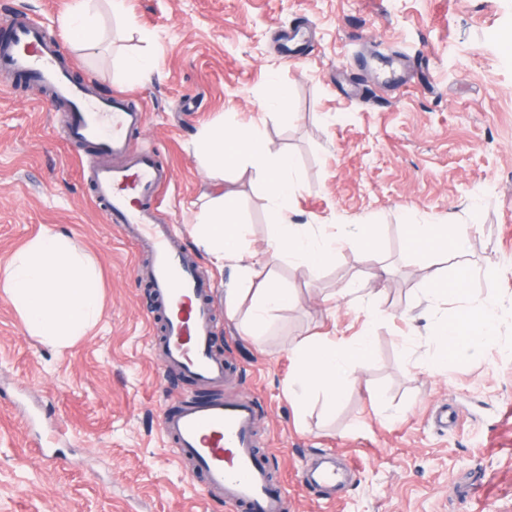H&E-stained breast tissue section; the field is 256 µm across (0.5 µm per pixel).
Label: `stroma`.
Segmentation results:
<instances>
[{
  "instance_id": "obj_1",
  "label": "stroma",
  "mask_w": 512,
  "mask_h": 512,
  "mask_svg": "<svg viewBox=\"0 0 512 512\" xmlns=\"http://www.w3.org/2000/svg\"><path fill=\"white\" fill-rule=\"evenodd\" d=\"M72 0H0V33L21 15L62 40L76 81L124 94L146 114L133 145L172 172L161 209L192 265L216 284L215 348L230 367L222 395L254 398L260 450L288 512H512V0H97L87 51L65 43ZM154 31L146 44L138 31ZM154 55L161 75L132 83L125 63ZM285 104L265 109L274 83ZM63 107L0 72V268L41 227L64 235L102 276L95 329L60 351L0 301V512H226L173 455L159 415L189 384L164 371L160 319L131 245L90 195L83 156L61 138ZM257 125L293 155L302 189L288 220L330 235L375 225L378 249L349 247L312 270L264 271L295 301L262 344L224 311L226 278L190 234L208 196L230 190L264 251L277 218L253 172L216 179L194 151L204 127ZM420 224L465 229L462 253H419ZM466 263L467 291L500 304L496 336L433 368L425 288ZM382 311L373 355L334 409L295 412L284 386L291 350L313 335L353 340ZM343 475L309 488L327 454Z\"/></svg>"
}]
</instances>
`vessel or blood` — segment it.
Masks as SVG:
<instances>
[{
    "mask_svg": "<svg viewBox=\"0 0 512 512\" xmlns=\"http://www.w3.org/2000/svg\"><path fill=\"white\" fill-rule=\"evenodd\" d=\"M0 71L52 89L66 107L65 140L84 152L91 194L107 223L149 254L143 273L164 321V366L192 385L179 405L161 411L162 432L174 454L192 463L203 477L204 493L222 499L228 512H287L283 491L256 450V403L195 397L196 390L220 386L228 375L224 357L213 350L214 284L185 261L172 224L161 217L159 195L170 170L155 152L131 144L130 133L144 123L145 112L124 95L97 96L77 83L61 61L58 41L24 18L0 37ZM99 153L112 156L113 164H97Z\"/></svg>",
    "mask_w": 512,
    "mask_h": 512,
    "instance_id": "obj_1",
    "label": "vessel or blood"
}]
</instances>
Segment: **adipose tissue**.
I'll return each mask as SVG.
<instances>
[{"instance_id": "adipose-tissue-1", "label": "adipose tissue", "mask_w": 512, "mask_h": 512, "mask_svg": "<svg viewBox=\"0 0 512 512\" xmlns=\"http://www.w3.org/2000/svg\"><path fill=\"white\" fill-rule=\"evenodd\" d=\"M198 150L210 171L254 169L265 181L273 209L286 214L300 187L290 155L271 152L258 129H232L216 125L204 129ZM248 228L240 219L234 192L210 197L193 224V238L216 268L232 265L235 280L224 287V307L235 317L244 298H251L246 334L261 336L272 324L275 311L288 307L294 297L288 289L265 280L256 281L257 263L273 264L289 258L312 269L330 264L335 238L310 233L301 224H282L264 255L246 243ZM411 250L425 253L459 252L463 232H449L444 224L405 226ZM0 299L12 305L31 335L57 349L71 346L96 325L103 306L101 280L89 260L70 241L50 227H43L13 257L0 275ZM499 306L493 302L471 303L466 314L437 319L431 328L437 344L434 367L447 365L466 348H478L497 330ZM372 353L370 330H363L352 343L332 336L300 340L292 350L293 370L288 376V394L304 404L313 393H321L327 405H335L355 378L354 360Z\"/></svg>"}]
</instances>
